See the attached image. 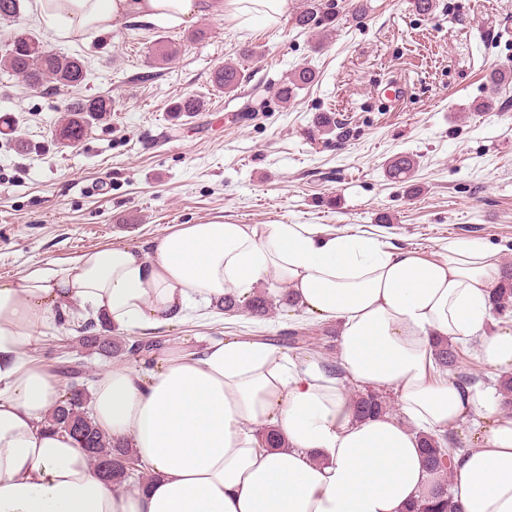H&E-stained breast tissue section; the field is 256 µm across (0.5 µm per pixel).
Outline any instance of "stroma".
<instances>
[{
    "label": "stroma",
    "instance_id": "35a3bbf8",
    "mask_svg": "<svg viewBox=\"0 0 512 512\" xmlns=\"http://www.w3.org/2000/svg\"><path fill=\"white\" fill-rule=\"evenodd\" d=\"M23 0L16 22L0 20V52L18 30L85 61L76 88L31 90L0 71V278L36 262H59L111 244L142 249L179 224H326L369 226L399 250L441 251L449 237L501 248L512 264V86L491 89L487 74L512 60V0H436L418 14L414 0H321L335 12L328 36L297 28L288 14L270 25L202 16L180 25L133 22L52 40ZM364 6L362 22L352 19ZM178 50L150 64L158 42ZM252 46L236 92L211 84L216 66ZM317 79L288 104L277 87L301 66ZM186 95L204 109L173 120ZM111 97L107 120L76 145L52 131L65 105ZM491 101L486 112L471 111ZM336 117L331 134L322 114ZM24 140L28 150L15 148ZM416 161L407 182L386 176L396 154ZM266 319L239 312L190 321L162 333V347L184 338L277 336L298 326L284 288L269 291ZM83 312H64L41 336L35 355L54 368L61 344L98 374L108 361L76 333Z\"/></svg>",
    "mask_w": 512,
    "mask_h": 512
}]
</instances>
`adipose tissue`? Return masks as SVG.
I'll return each mask as SVG.
<instances>
[{
    "label": "adipose tissue",
    "instance_id": "ef3b65f1",
    "mask_svg": "<svg viewBox=\"0 0 512 512\" xmlns=\"http://www.w3.org/2000/svg\"><path fill=\"white\" fill-rule=\"evenodd\" d=\"M288 0H36L54 40L139 21L277 22ZM499 248L452 237L445 252L390 248L368 227L180 224L149 251L108 245L0 279V512H409L447 492L458 512H512V413L492 385L436 371L432 340L479 341L492 373L512 372V325L492 327ZM286 287L335 324L343 375L312 356L232 336L178 345L147 366L98 374L88 405L132 448L143 483L103 479L48 419L59 381L31 355L55 313L78 308L152 336L233 292ZM388 389L398 411L358 417L350 389ZM478 423L450 473L430 471L421 434ZM274 430L279 448L259 429Z\"/></svg>",
    "mask_w": 512,
    "mask_h": 512
}]
</instances>
